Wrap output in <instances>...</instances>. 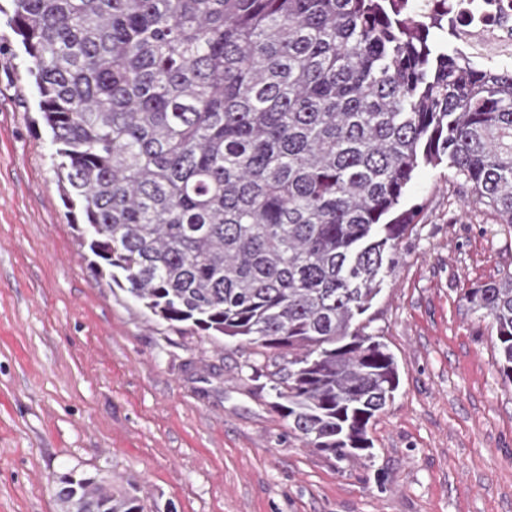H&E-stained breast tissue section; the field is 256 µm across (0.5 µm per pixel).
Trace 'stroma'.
<instances>
[{
    "mask_svg": "<svg viewBox=\"0 0 512 512\" xmlns=\"http://www.w3.org/2000/svg\"><path fill=\"white\" fill-rule=\"evenodd\" d=\"M27 67L0 13V512H62L71 471L159 512H512V384L465 298L512 272V231L463 180L425 166L407 191L360 318L399 386L371 456L338 461L276 409L274 352L179 333L94 276Z\"/></svg>",
    "mask_w": 512,
    "mask_h": 512,
    "instance_id": "1",
    "label": "stroma"
}]
</instances>
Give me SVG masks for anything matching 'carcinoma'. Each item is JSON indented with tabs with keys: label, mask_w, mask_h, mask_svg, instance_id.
<instances>
[{
	"label": "carcinoma",
	"mask_w": 512,
	"mask_h": 512,
	"mask_svg": "<svg viewBox=\"0 0 512 512\" xmlns=\"http://www.w3.org/2000/svg\"><path fill=\"white\" fill-rule=\"evenodd\" d=\"M95 274L178 330L273 350L305 446L369 455L398 366L358 318L447 162L512 229V64L395 0H11ZM512 382V274L472 288ZM87 512H145L101 477Z\"/></svg>",
	"instance_id": "obj_1"
}]
</instances>
